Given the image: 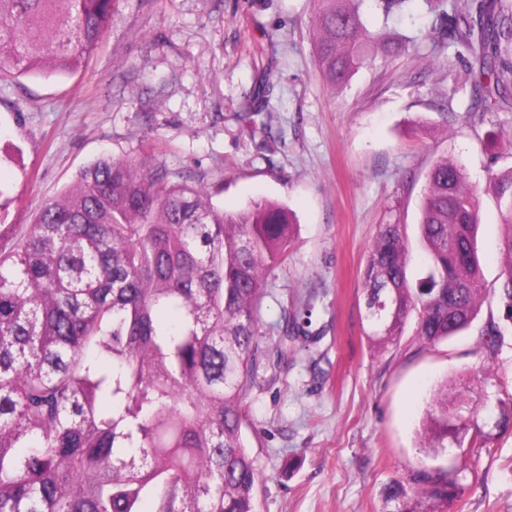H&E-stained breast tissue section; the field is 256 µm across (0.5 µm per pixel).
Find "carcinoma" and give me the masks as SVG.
I'll return each instance as SVG.
<instances>
[{
    "instance_id": "obj_1",
    "label": "carcinoma",
    "mask_w": 512,
    "mask_h": 512,
    "mask_svg": "<svg viewBox=\"0 0 512 512\" xmlns=\"http://www.w3.org/2000/svg\"><path fill=\"white\" fill-rule=\"evenodd\" d=\"M118 0H0V82L77 73L99 47ZM313 43L325 77L344 83L376 50L410 53L415 37L374 33L365 0H317ZM383 19L415 0H374ZM433 27L474 63L455 72L470 109L512 112V0H423ZM163 166L104 155L20 229L0 224V512H255L260 480L245 398L260 353V302L288 258V208L226 212L201 185ZM503 227L493 290L512 322V167L489 181ZM478 198L462 167L427 176L416 274L402 224H381L363 269L368 340L387 350L416 314V336L446 342L484 302ZM299 330L284 318L280 350ZM477 381L485 401L501 327L484 331ZM478 405L443 386L421 422L420 450L477 454L512 432L496 399ZM464 466L414 477L423 499L459 497Z\"/></svg>"
}]
</instances>
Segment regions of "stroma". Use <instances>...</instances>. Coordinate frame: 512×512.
I'll use <instances>...</instances> for the list:
<instances>
[{
  "instance_id": "obj_1",
  "label": "stroma",
  "mask_w": 512,
  "mask_h": 512,
  "mask_svg": "<svg viewBox=\"0 0 512 512\" xmlns=\"http://www.w3.org/2000/svg\"><path fill=\"white\" fill-rule=\"evenodd\" d=\"M313 0H118L112 25L85 68L0 86V222L32 223L104 154L148 158L205 186L225 210L254 200L296 219L288 258L268 277L263 354L246 397L248 445L261 472L256 512H425L414 474L467 463L461 498L434 512H512V434L479 455L435 459L418 447L419 423L445 380L482 362V330L504 326L494 368L512 399V330L492 290L503 258L499 215L486 187L512 166L490 143L512 112L481 120L468 90H453L454 53L439 44L421 0L371 31L416 37L420 66L376 57L348 82L329 84L310 31ZM461 162L478 193V247L488 291L464 333L434 346L407 323L380 352L365 331L361 271L379 225H404L419 254L426 175L440 158ZM311 308L309 324L278 355L285 313ZM401 481L406 496L387 500Z\"/></svg>"
}]
</instances>
